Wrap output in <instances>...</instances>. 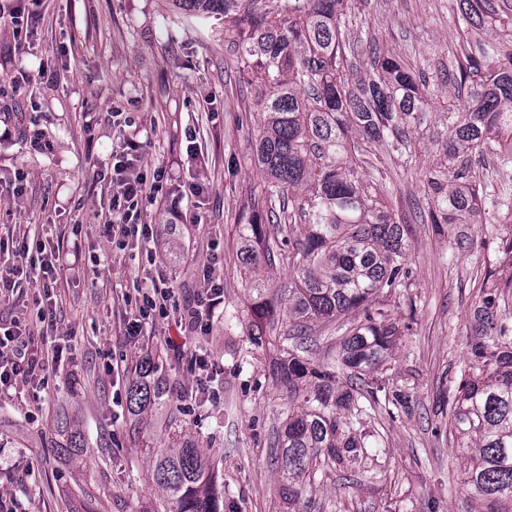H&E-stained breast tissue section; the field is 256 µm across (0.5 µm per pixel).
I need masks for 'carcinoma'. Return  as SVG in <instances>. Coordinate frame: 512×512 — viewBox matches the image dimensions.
Returning a JSON list of instances; mask_svg holds the SVG:
<instances>
[{"instance_id":"cac0c4a2","label":"carcinoma","mask_w":512,"mask_h":512,"mask_svg":"<svg viewBox=\"0 0 512 512\" xmlns=\"http://www.w3.org/2000/svg\"><path fill=\"white\" fill-rule=\"evenodd\" d=\"M357 0H179L183 9L224 16V38L238 46L240 67L264 90L255 162L264 195L241 225L237 258L248 274L250 315L258 336L280 346L276 386L303 398L274 437L275 460L288 512H299L298 486L364 454L354 417L377 399L361 383L381 365L399 328L375 298L406 287L408 225L385 203L390 188L373 162L372 145L389 148L403 166L412 143L431 124L425 81L411 65L368 46L370 73L350 79L349 19ZM496 16L489 0H462L457 19L481 29ZM456 81L469 84L467 100L446 112L442 158L425 171L429 206L423 224H478L512 215V41L474 40L456 59ZM496 179H476L473 161ZM288 267V283L266 293L265 268ZM512 277L483 290L475 315L480 341L448 400L466 466L462 483L485 500L512 502ZM357 312V324L339 319ZM341 332L328 366L301 353L313 326ZM153 362L129 384V408L146 409L165 395L150 379ZM355 379L342 385L345 371ZM153 483L176 512H224L206 457L191 440L156 452Z\"/></svg>"}]
</instances>
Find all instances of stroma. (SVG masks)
Returning a JSON list of instances; mask_svg holds the SVG:
<instances>
[{
  "label": "stroma",
  "instance_id": "1",
  "mask_svg": "<svg viewBox=\"0 0 512 512\" xmlns=\"http://www.w3.org/2000/svg\"><path fill=\"white\" fill-rule=\"evenodd\" d=\"M451 0H358L359 40L417 66L432 92V125L405 170L392 175L388 204L410 229L406 287L378 303L399 325L390 358L369 378L402 390L407 404L379 398L355 419L367 450L344 469L304 485L303 512H489L461 486L464 459L450 429L448 394L478 341L480 291L512 273L499 248L512 222L424 224L423 172L447 135L445 112L457 88L448 53L465 36ZM0 18V232L30 250L80 245L78 269L41 285L20 278L0 298V322L30 325L66 344L62 370L39 385L0 395V492L18 512H170L149 480L157 449L192 440L224 486V512H283L271 441L289 409L273 382L276 347L255 343L248 283L236 259L264 177L253 162L261 91L248 83L224 22L173 0H6ZM21 16L15 31L11 15ZM40 147H33V139ZM142 147L144 172L169 166L173 180L140 199L132 224L159 228L149 245L103 235L114 187L112 151ZM204 182L200 197L190 183ZM22 183L21 195L11 191ZM224 282V305L207 334L180 335L179 311L194 306L204 273ZM168 278L179 310L153 317L141 336L138 289ZM53 312L43 327L39 308ZM217 366L207 395L192 398L191 352ZM158 356L164 403L131 412L126 381ZM84 450L57 453L71 433Z\"/></svg>",
  "mask_w": 512,
  "mask_h": 512
}]
</instances>
